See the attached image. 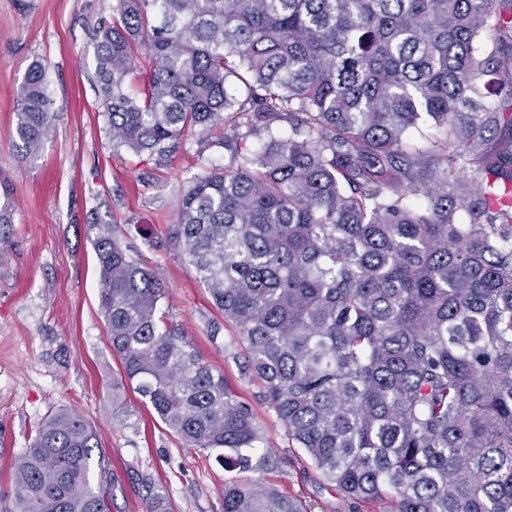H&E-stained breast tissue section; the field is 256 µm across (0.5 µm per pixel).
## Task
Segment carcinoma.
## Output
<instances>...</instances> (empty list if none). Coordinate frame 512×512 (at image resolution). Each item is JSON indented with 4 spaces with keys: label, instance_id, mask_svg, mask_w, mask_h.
Segmentation results:
<instances>
[{
    "label": "carcinoma",
    "instance_id": "obj_1",
    "mask_svg": "<svg viewBox=\"0 0 512 512\" xmlns=\"http://www.w3.org/2000/svg\"><path fill=\"white\" fill-rule=\"evenodd\" d=\"M93 41L113 147L163 158L195 127L259 142L189 178L167 237L247 343L291 447L382 512H512V0H114ZM54 118L34 63L26 154ZM93 245L108 343L144 404L230 471L270 458L117 226ZM96 448L78 413L45 419L5 512H112ZM224 512L308 510L235 480Z\"/></svg>",
    "mask_w": 512,
    "mask_h": 512
}]
</instances>
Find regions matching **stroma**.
I'll list each match as a JSON object with an SVG mask.
<instances>
[{"label": "stroma", "mask_w": 512, "mask_h": 512, "mask_svg": "<svg viewBox=\"0 0 512 512\" xmlns=\"http://www.w3.org/2000/svg\"><path fill=\"white\" fill-rule=\"evenodd\" d=\"M112 0H0V181L14 190L11 223L0 224V498L13 491L11 464L42 421L60 408L98 436L112 482V512H147L159 488L174 512H223L225 482L241 478L301 499L310 512H380L324 483L289 447L258 380L244 371L245 344L226 324L192 266L167 239L184 182L235 153L221 136L186 132L164 158L113 149L90 77L94 23ZM46 69L57 109L36 156L15 135V106L31 62ZM117 225L123 241L166 286L159 310L252 409L274 462L241 474L186 447L141 397L126 390L112 415V385L124 375L99 311L95 227Z\"/></svg>", "instance_id": "stroma-1"}]
</instances>
